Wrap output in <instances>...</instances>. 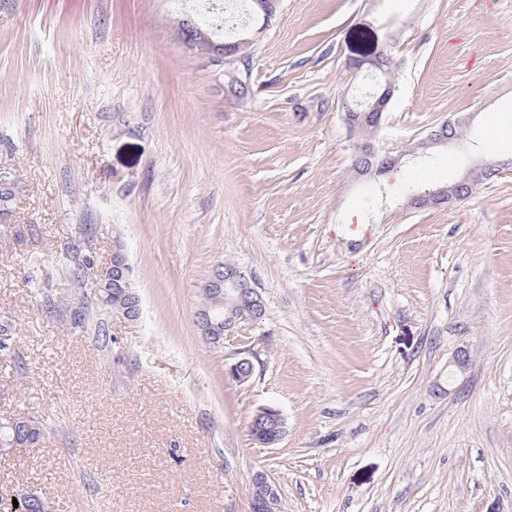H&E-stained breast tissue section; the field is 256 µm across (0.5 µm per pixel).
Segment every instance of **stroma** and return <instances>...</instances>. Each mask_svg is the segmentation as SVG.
Wrapping results in <instances>:
<instances>
[{
  "mask_svg": "<svg viewBox=\"0 0 512 512\" xmlns=\"http://www.w3.org/2000/svg\"><path fill=\"white\" fill-rule=\"evenodd\" d=\"M187 16L221 24L180 0H0V180L18 185L0 217V420L45 426L0 452V499L250 512L264 471L279 512H512V170L412 210L407 166L357 175L332 106L363 82L349 59L383 50L379 149L470 119L425 188L511 158L512 0H282L249 72L204 64L175 30ZM74 240L135 269L140 316L106 314V342L60 314L86 300ZM227 262L266 313L214 345L196 312ZM242 352L240 385L225 370ZM263 407L285 419L273 447L249 435Z\"/></svg>",
  "mask_w": 512,
  "mask_h": 512,
  "instance_id": "1",
  "label": "stroma"
}]
</instances>
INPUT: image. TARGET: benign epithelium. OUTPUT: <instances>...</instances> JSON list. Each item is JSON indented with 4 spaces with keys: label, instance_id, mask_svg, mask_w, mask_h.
Instances as JSON below:
<instances>
[{
    "label": "benign epithelium",
    "instance_id": "1",
    "mask_svg": "<svg viewBox=\"0 0 512 512\" xmlns=\"http://www.w3.org/2000/svg\"><path fill=\"white\" fill-rule=\"evenodd\" d=\"M195 40L184 39V43L197 53L208 64L221 65L249 47L252 39L242 34L233 42H218L213 40L211 33L193 23ZM396 86L392 83L381 86L377 91L367 94L361 100L342 98L341 112L346 125L359 126L368 124L372 128L373 136L366 141H357L354 145V164L365 174L376 172L385 174L401 163V157L393 156L379 150L376 145V136L382 125L383 114L387 111L394 97ZM459 124V120H445L436 129L432 130L418 144V157L429 155V152L439 147L453 146L458 141L451 129ZM512 167V159L490 160L469 167L466 172L452 182L428 189L415 197L414 204L417 209L430 207H449L469 199L477 187L493 177L501 174L505 168ZM118 258L112 263V282L117 288L130 278L131 266L123 248L116 250ZM217 287L222 289V296L217 298L211 309L199 314L204 325L206 340L213 343L216 337L212 336L218 326H224L228 331L240 321L255 322L265 314V304L258 291L255 280L246 275L237 267L224 269L223 280L216 281ZM227 376L239 383L250 382L254 374V364L250 357L236 358L226 371ZM252 425L261 434L259 444L270 447L278 444L286 433L285 420L282 413L273 408H262L257 411ZM279 503L278 488L274 481L264 471L256 472L252 477V493L250 512H277Z\"/></svg>",
    "mask_w": 512,
    "mask_h": 512
}]
</instances>
